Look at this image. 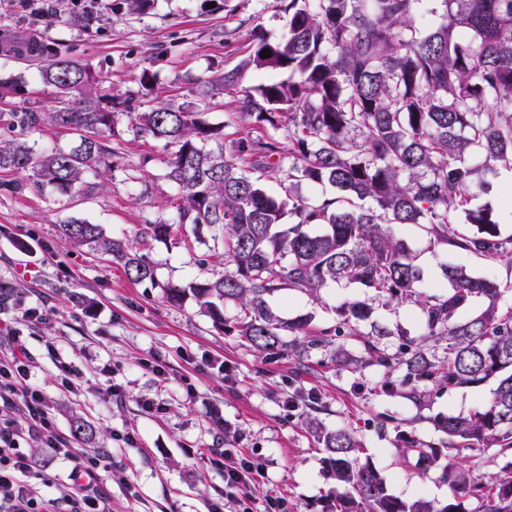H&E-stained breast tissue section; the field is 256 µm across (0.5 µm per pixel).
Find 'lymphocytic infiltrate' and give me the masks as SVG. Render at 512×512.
Wrapping results in <instances>:
<instances>
[{
    "mask_svg": "<svg viewBox=\"0 0 512 512\" xmlns=\"http://www.w3.org/2000/svg\"><path fill=\"white\" fill-rule=\"evenodd\" d=\"M49 316V308L21 307L11 288L0 287V512H41L47 504L36 464L19 446L20 440L31 435L55 453L77 460L58 496L69 512H112L97 485L102 456L75 453L71 440L51 418L47 398L29 382L28 350L16 322L37 324ZM261 469V464L244 455L225 453V500L242 501Z\"/></svg>",
    "mask_w": 512,
    "mask_h": 512,
    "instance_id": "1",
    "label": "lymphocytic infiltrate"
}]
</instances>
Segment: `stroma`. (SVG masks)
<instances>
[{
	"label": "stroma",
	"instance_id": "35a3bbf8",
	"mask_svg": "<svg viewBox=\"0 0 512 512\" xmlns=\"http://www.w3.org/2000/svg\"><path fill=\"white\" fill-rule=\"evenodd\" d=\"M93 16L91 27L78 23ZM272 41L288 30V16L275 0H153L141 14L126 0H59L57 12L41 14L36 0H0V140L36 143L39 151L66 148L71 136L47 124L21 125L20 112H46L57 92L41 72L45 61L19 60L10 48L31 36L62 56L86 64L103 90L139 102L189 107L226 138L276 140L291 145L287 122L241 120L238 89H250L266 73L242 68L254 29ZM238 71L237 90L212 86L218 74ZM152 89H144L143 75ZM112 169L91 194L33 187L32 172H0V283L33 305L52 310L49 321L20 322L30 356V382L49 399L62 433L80 415L97 429L94 443L74 441L78 451L102 453L100 483L112 498V512H211L224 502V451H241L262 463L248 490L250 512H265L269 500L285 512H323L334 487L309 432L308 416L329 427L354 431L390 492L404 500L451 498L440 469L422 471L415 459H401L399 434L440 445L443 435L432 416L467 413L490 396L493 382L477 387L434 389L425 408L384 392L383 368L336 367L328 350L297 357L262 355L235 333L216 328L192 298L169 303L164 289L224 273V246L209 228L185 226L167 242L142 239L143 225L175 222L180 197L163 178V141L139 136L130 115L115 118L109 139ZM512 167L487 172L489 189L474 199L487 207L502 235H512V196L501 184ZM85 219L133 247L155 268L154 281L130 280L109 256L78 250L59 232L63 221ZM392 234L418 255L421 291L444 293L442 267L466 266L474 274L506 285L501 308H512V264L488 262L452 247L431 244L416 225L395 226ZM364 292L345 282L328 283L318 297L292 290L274 294L271 310L288 321L310 316L315 331L327 330L331 348L361 352L356 333L380 331V344L396 353L402 336L419 338L423 315L412 302L374 300L370 318L347 327L337 313ZM56 353H49L47 343ZM158 357L167 377L152 374L146 359ZM71 369L72 388L61 385L60 364ZM295 397L298 405L286 407ZM425 419L413 423L412 418ZM131 435L134 446L122 443Z\"/></svg>",
	"mask_w": 512,
	"mask_h": 512
}]
</instances>
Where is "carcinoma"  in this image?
Masks as SVG:
<instances>
[{
	"label": "carcinoma",
	"instance_id": "cac0c4a2",
	"mask_svg": "<svg viewBox=\"0 0 512 512\" xmlns=\"http://www.w3.org/2000/svg\"><path fill=\"white\" fill-rule=\"evenodd\" d=\"M308 2L276 0L289 16L287 34L272 42L255 29L242 62L244 69L285 75L238 99L240 115L258 123L288 120L284 194L266 188L283 160L275 142H226L223 127L184 108L159 104L134 115L136 134L166 141L164 177L182 199L178 221L146 224L143 238L165 243L191 224L218 231L224 243V275L168 287L166 299L178 303L192 295L220 329L260 354L283 350L286 333L303 337L296 343L303 351L325 346L310 317L286 323L272 315L267 297L283 289L314 296L330 282H345L379 300L414 301L423 336L444 344L443 357L411 339L390 354L365 338L362 356L338 348L332 360L340 368H384V390H400L415 403L438 386L497 380L479 409L432 419L446 436L444 447L400 437L402 455L416 456L425 471L441 469L453 498L394 496L381 471L361 461L352 430L326 428L311 417L322 464L337 485L324 512H467L466 499L480 502V512H512V467L484 482L456 461L473 448L512 456V311L500 309L505 288L451 263L442 269L448 293L425 295L417 290L418 256L388 232L393 224H416L437 244L512 263V236L501 235L490 210L471 207L485 190L483 172L512 165V0H443L438 23L419 39L404 31L413 28L420 0H316L314 12ZM266 48L271 56L263 59ZM43 77L60 91L57 105L27 112L23 121L31 127L46 121L74 136L76 145L41 153L25 142H0V171L31 169L36 188L92 192L98 183L86 174L112 171L114 117L132 106L100 93L92 71L66 57L48 59ZM303 183L328 185L334 195L312 202L298 193ZM459 211L477 232L454 227ZM60 230L71 245L111 256L130 279L155 280L154 267L107 239L101 225L72 218ZM221 303L238 308L233 320H224ZM371 312L361 300L340 307L346 324L364 322ZM399 367L404 374L394 380ZM71 432L85 442L96 436L94 425L77 416Z\"/></svg>",
	"mask_w": 512,
	"mask_h": 512
}]
</instances>
